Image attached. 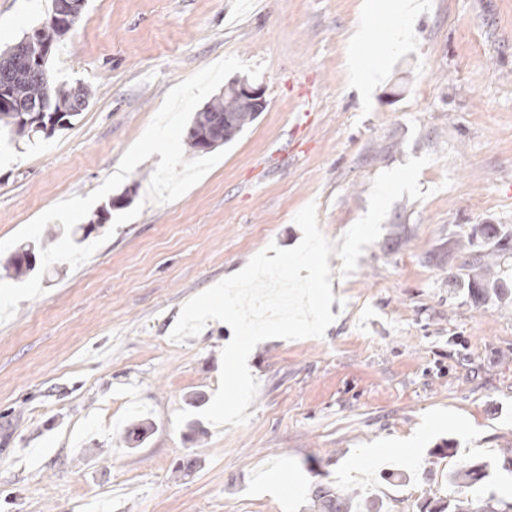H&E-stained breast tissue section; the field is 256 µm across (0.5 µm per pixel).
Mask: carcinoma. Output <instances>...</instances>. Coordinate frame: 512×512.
Segmentation results:
<instances>
[{"mask_svg": "<svg viewBox=\"0 0 512 512\" xmlns=\"http://www.w3.org/2000/svg\"><path fill=\"white\" fill-rule=\"evenodd\" d=\"M7 90L8 102L0 106V136L16 135L32 138L38 134L51 136L56 130L71 124V119L83 110L88 98L87 90H66L55 85L53 75L34 70L29 58L17 54V45L0 51V87ZM42 112L41 127H26L29 111ZM227 115L229 122L220 127L217 118ZM256 113L239 108L231 86L214 99L203 111L196 114L188 131L187 142L191 149L208 152L232 140L252 122ZM16 275L34 269V250L24 246L8 262ZM501 479L500 466L492 462L466 465L452 475V480L463 484L472 494H460L435 512H512V500L499 496L497 483ZM318 512H351L353 498L337 493L329 486L319 485L312 492Z\"/></svg>", "mask_w": 512, "mask_h": 512, "instance_id": "cac0c4a2", "label": "carcinoma"}]
</instances>
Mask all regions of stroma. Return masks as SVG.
<instances>
[{
  "instance_id": "35a3bbf8",
  "label": "stroma",
  "mask_w": 512,
  "mask_h": 512,
  "mask_svg": "<svg viewBox=\"0 0 512 512\" xmlns=\"http://www.w3.org/2000/svg\"><path fill=\"white\" fill-rule=\"evenodd\" d=\"M422 2L408 42L391 44V13L369 29L380 77L363 93L349 37L364 0H85L49 68L91 96L50 137L0 140V240L97 188L169 90L225 56L264 64L267 107L173 202L144 201L159 155L138 165L122 186L141 214L97 227L100 248L51 266L0 324V512H314L319 484L425 512L456 496L449 471L512 459V251L489 248L512 239V0ZM50 10L0 0V50ZM426 154L429 197L395 202L348 276L330 256L325 335L252 350L250 420L174 427L211 402L232 338L211 321L171 340L183 304L296 246L308 203L338 241L378 173ZM481 259L503 297L474 293Z\"/></svg>"
}]
</instances>
